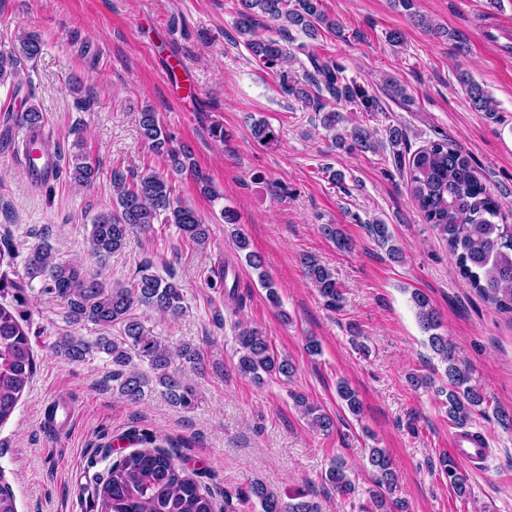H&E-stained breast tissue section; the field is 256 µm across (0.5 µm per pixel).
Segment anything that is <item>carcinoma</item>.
I'll return each instance as SVG.
<instances>
[{"instance_id":"cac0c4a2","label":"carcinoma","mask_w":512,"mask_h":512,"mask_svg":"<svg viewBox=\"0 0 512 512\" xmlns=\"http://www.w3.org/2000/svg\"><path fill=\"white\" fill-rule=\"evenodd\" d=\"M393 2L434 36L463 41L459 33L443 26H432L413 12L414 0ZM238 5V35L244 38L252 57L275 72L283 92L304 100L327 95L338 105H354L363 112L378 111V100L361 86L346 82L343 69L336 61L320 57L306 43L289 46L292 42L290 29L294 27L311 40L317 39L323 29L336 31V20L323 12L322 0H238ZM41 50L40 38L25 34L9 50L0 51V86L8 84L12 88L6 115L35 130V140L41 139L44 115L33 102V96H23L21 90L25 65L36 59ZM298 53L306 56L311 66L300 75L292 69ZM459 81L475 111L494 115L492 98L481 85L464 73L459 75ZM342 121L343 116L335 110L324 113L322 118L324 128L333 133L337 147L360 152L378 149V144L364 128H355L347 135L336 132ZM138 125L144 142L152 152L166 158L171 170L190 172L200 193L217 197L210 179L191 162V155L173 146V136L154 108L147 106L139 112ZM250 132L259 144L268 145L278 139V133L264 119L253 121ZM388 141L395 159L408 165L410 196L423 221L432 225L448 246L460 276L501 313L512 315V224L498 222L501 206L487 190L469 154L448 145L445 140L431 141L412 153L406 131L396 126L388 129ZM74 147L77 152L68 159L65 174L72 183L87 188L94 183L96 166L84 151L81 140H75ZM112 186L115 192L112 208L94 218L88 239V252L97 262L103 263L125 249L133 233L151 232L156 224L175 225L181 238L192 245L208 243L209 225L195 209L174 198L167 174L150 171L129 177L122 170L114 169ZM368 228L373 240L386 249L391 260L403 259L388 225L375 223ZM321 232L339 249L351 248L350 240L336 225L323 224ZM233 237L236 249L244 253L246 265L259 271L258 279L266 290V298L278 305L277 287L261 271L262 261L249 250L247 237L240 231ZM301 264L310 283L326 299L327 306L335 307L341 291L330 269L312 255L303 256ZM150 269V264H143L129 287L107 286L77 265L55 261L51 247L44 243L26 257L21 280L0 278V292L11 288L19 297L26 287L39 281L44 292L62 301L69 324L78 327L92 324L102 329L92 346L76 336L60 337L55 350L63 360L81 362L94 347L111 357L112 390L120 397L136 401L153 381L163 389L173 406L190 409L195 405V391L181 378L180 371L187 365H199V351L189 344L171 349L133 314L137 307L173 318L184 312L178 285L151 273ZM411 301L420 327L427 334L429 347L444 365L443 376L448 380V389L440 393L445 396L448 421L463 428L471 421L476 408L482 406L484 398L469 368L456 357L455 344L440 332L441 320L428 295L415 290ZM22 322L20 310L0 305V424L10 418L34 374V352L29 331ZM116 325L119 335H107V330ZM236 341L239 345L236 369L241 376L259 385L271 376L292 377L294 367L288 357L280 355L260 331L244 328ZM135 358L149 366L154 378L127 370ZM337 394L350 414H361L358 393L348 382H339ZM297 403L313 428L326 433L332 429V419L320 407L303 398L297 399ZM368 463L375 477V489L369 491V502L364 509L366 512H394L401 504L393 498L398 476L389 454L383 448H372ZM440 468L456 495L470 496L466 478L448 456L440 458ZM198 477L199 473L190 474L178 467L173 455L165 449L134 451L112 463L97 488L92 510L215 512L214 495ZM323 481L343 499L356 493L355 484L341 460L325 472ZM247 503L259 506L260 512H319L318 503L306 493L296 492L285 500L270 493L256 479L233 491L224 490V512H242L240 507Z\"/></svg>"}]
</instances>
